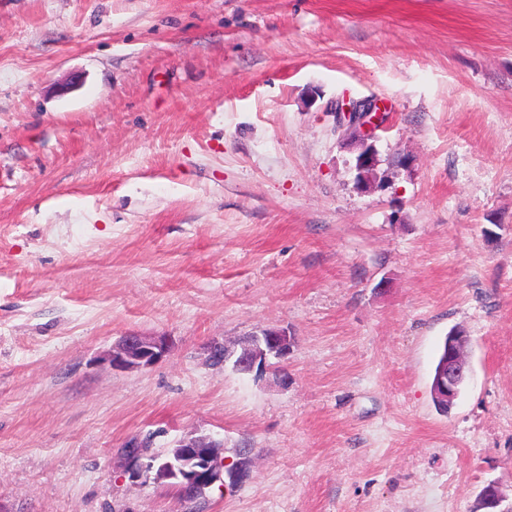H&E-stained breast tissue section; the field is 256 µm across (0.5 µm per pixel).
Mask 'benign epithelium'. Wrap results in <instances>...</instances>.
<instances>
[{
  "label": "benign epithelium",
  "mask_w": 512,
  "mask_h": 512,
  "mask_svg": "<svg viewBox=\"0 0 512 512\" xmlns=\"http://www.w3.org/2000/svg\"><path fill=\"white\" fill-rule=\"evenodd\" d=\"M336 116L340 127L357 130L363 139L356 140L360 152L356 167L369 168L376 164L374 146L368 140L374 137L380 118L377 104L359 100L336 104ZM467 337L460 333L448 335V369L439 379L440 391L453 400L459 384L468 375V364L458 361L460 347ZM293 340L281 329L270 328L234 340H224L210 347L209 360H214L216 351L224 355V364L232 365L239 373H250L264 369L270 359L284 360L292 350ZM170 350L164 336L129 334L122 337L108 354V361L115 370H127L150 366L163 359ZM152 444V440L138 439L121 452L123 465L134 482H167L183 491L195 487L211 486L216 482L214 474L225 466L224 439L212 435H199L194 431L183 434L172 448V458L156 472H151L142 459L141 448Z\"/></svg>",
  "instance_id": "7a95c632"
}]
</instances>
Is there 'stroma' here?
<instances>
[{"label":"stroma","instance_id":"35a3bbf8","mask_svg":"<svg viewBox=\"0 0 512 512\" xmlns=\"http://www.w3.org/2000/svg\"><path fill=\"white\" fill-rule=\"evenodd\" d=\"M130 333L169 354L113 370ZM191 430L252 459L199 512L512 503V0H0V512H184L121 451ZM379 107L376 103L366 100L351 103H336V116L340 127L349 131L358 130L368 141L374 137V131L380 118ZM293 340L281 329L270 328L234 340H224L210 347L209 360L214 362L216 350L224 355V366L231 364L239 373H250L259 368L262 371L273 358L284 360L292 350ZM468 340L467 336L460 333L449 334L444 341L442 352L440 354L435 371L448 356V369L439 379L440 391L448 397V402L456 397L459 384L468 377V364H461L458 361L460 347Z\"/></svg>","mask_w":512,"mask_h":512}]
</instances>
